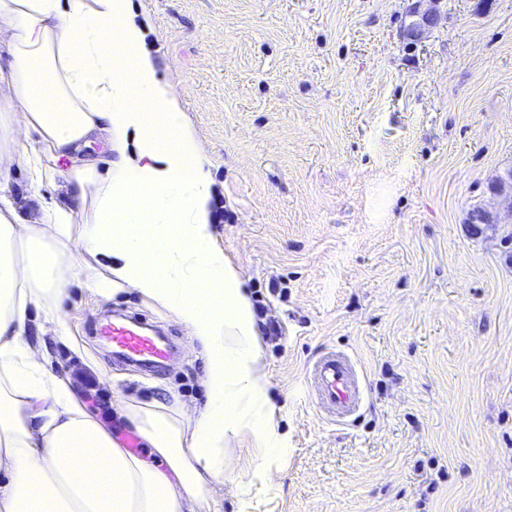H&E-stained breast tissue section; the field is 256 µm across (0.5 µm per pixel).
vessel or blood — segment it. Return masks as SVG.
Instances as JSON below:
<instances>
[{
    "mask_svg": "<svg viewBox=\"0 0 512 512\" xmlns=\"http://www.w3.org/2000/svg\"><path fill=\"white\" fill-rule=\"evenodd\" d=\"M97 336L112 347L113 357L151 369L166 365L172 352L170 341L147 324L115 320L96 328ZM319 408L343 422L359 411L363 388L355 363L344 354L329 352L319 357L310 372Z\"/></svg>",
    "mask_w": 512,
    "mask_h": 512,
    "instance_id": "b4317fda",
    "label": "vessel or blood"
}]
</instances>
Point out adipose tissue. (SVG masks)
I'll return each mask as SVG.
<instances>
[{
    "instance_id": "adipose-tissue-1",
    "label": "adipose tissue",
    "mask_w": 512,
    "mask_h": 512,
    "mask_svg": "<svg viewBox=\"0 0 512 512\" xmlns=\"http://www.w3.org/2000/svg\"><path fill=\"white\" fill-rule=\"evenodd\" d=\"M2 51L0 185L21 166L71 202H41L33 224L0 203V512H210L245 437L259 455L240 497L272 484L288 438L249 292L213 243L205 158L131 0H0ZM97 138L105 156L87 152ZM78 251L112 259L86 268L88 289L136 290L202 348L203 404L117 405L151 460L123 448L49 366L44 338L66 333Z\"/></svg>"
}]
</instances>
